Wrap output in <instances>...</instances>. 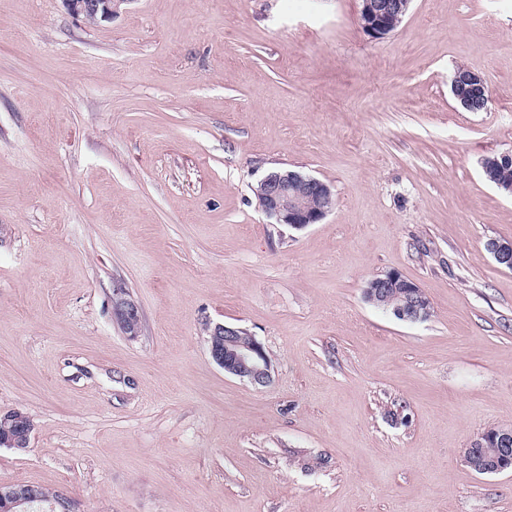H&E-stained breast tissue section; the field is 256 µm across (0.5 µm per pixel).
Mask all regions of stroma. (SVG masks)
Instances as JSON below:
<instances>
[{
    "mask_svg": "<svg viewBox=\"0 0 512 512\" xmlns=\"http://www.w3.org/2000/svg\"><path fill=\"white\" fill-rule=\"evenodd\" d=\"M359 0H130L90 25L0 0V485L83 512H512L462 450L512 427V0H412L375 40ZM481 76L487 111L453 98ZM330 185L301 230L252 185ZM397 271L422 321L368 304ZM128 289L139 336L112 317ZM247 329L273 380L226 375ZM451 91L457 102L469 112L486 110L488 89L484 80L477 74L461 69L457 71L451 83ZM483 172H485L490 181L500 189L512 193V183L509 184L501 178V175L512 168V151L495 155L494 158H484L481 162ZM504 179L512 181V170L503 175ZM207 326L208 350L224 372L255 387H267L272 381V364L262 342L247 330L221 323ZM248 336V341H243Z\"/></svg>",
    "mask_w": 512,
    "mask_h": 512,
    "instance_id": "stroma-1",
    "label": "stroma"
}]
</instances>
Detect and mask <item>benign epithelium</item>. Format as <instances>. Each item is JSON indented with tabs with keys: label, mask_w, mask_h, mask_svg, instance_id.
<instances>
[{
	"label": "benign epithelium",
	"mask_w": 512,
	"mask_h": 512,
	"mask_svg": "<svg viewBox=\"0 0 512 512\" xmlns=\"http://www.w3.org/2000/svg\"><path fill=\"white\" fill-rule=\"evenodd\" d=\"M126 0H63L67 10L88 23L108 21ZM359 21L362 30L373 39L390 33L391 20L403 19L411 0H360ZM457 102L469 112L486 109L488 89L477 74L461 69L451 83ZM512 168V151L482 160V169L498 188L512 193V183L501 175ZM258 208L273 224L302 229L320 223L335 205L331 187L325 182L295 170L268 172L257 181ZM486 249L502 267L512 270V240L490 238ZM115 318L124 333L134 338L141 330L139 308L116 288ZM365 300L377 308H392L400 320L418 321L428 316V299L421 287L397 271L370 279L364 290ZM208 350L224 372L266 387L272 381V364L262 342L247 330L221 323L207 325ZM465 463L478 474H497L512 466V430L502 429L494 437L479 435L463 453Z\"/></svg>",
	"instance_id": "benign-epithelium-1"
}]
</instances>
